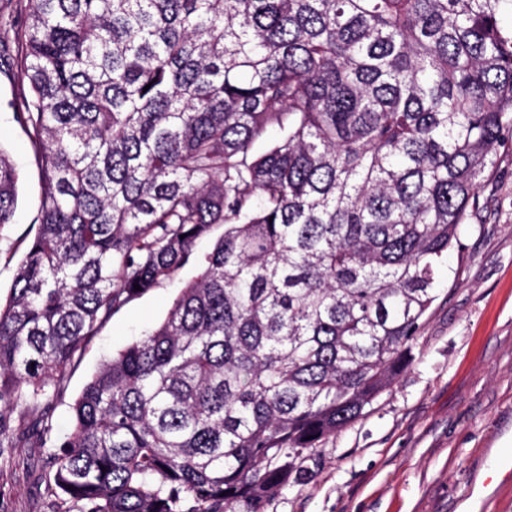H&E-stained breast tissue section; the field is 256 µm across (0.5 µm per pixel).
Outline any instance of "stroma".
<instances>
[{"label":"stroma","mask_w":512,"mask_h":512,"mask_svg":"<svg viewBox=\"0 0 512 512\" xmlns=\"http://www.w3.org/2000/svg\"><path fill=\"white\" fill-rule=\"evenodd\" d=\"M0 148L20 180L14 220L0 228V298L37 229L41 169L15 106L29 94L18 78L15 0H0ZM465 212L461 248L436 273L438 298L422 320L411 365L363 414L324 439L306 474L291 475L264 512H512V482L472 499L512 452V138ZM196 274L187 264L115 313L83 350L55 405L56 436L70 406L104 360L161 322ZM54 445L27 440L0 450V512H80L53 480Z\"/></svg>","instance_id":"obj_1"}]
</instances>
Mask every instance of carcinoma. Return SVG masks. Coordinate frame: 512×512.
<instances>
[{
    "instance_id": "obj_1",
    "label": "carcinoma",
    "mask_w": 512,
    "mask_h": 512,
    "mask_svg": "<svg viewBox=\"0 0 512 512\" xmlns=\"http://www.w3.org/2000/svg\"><path fill=\"white\" fill-rule=\"evenodd\" d=\"M508 7L26 0L14 119L44 186L0 306V448L52 438L84 344L222 224L51 464L82 512H262L411 362L512 132ZM18 181L0 149V228Z\"/></svg>"
}]
</instances>
